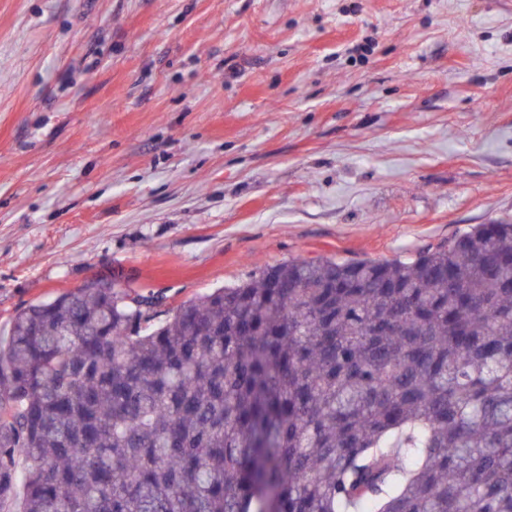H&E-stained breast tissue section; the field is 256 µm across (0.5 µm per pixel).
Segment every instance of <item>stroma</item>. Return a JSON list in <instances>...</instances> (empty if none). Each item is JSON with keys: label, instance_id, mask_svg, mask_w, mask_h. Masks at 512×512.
Masks as SVG:
<instances>
[{"label": "stroma", "instance_id": "1", "mask_svg": "<svg viewBox=\"0 0 512 512\" xmlns=\"http://www.w3.org/2000/svg\"><path fill=\"white\" fill-rule=\"evenodd\" d=\"M512 220V0H0V340Z\"/></svg>", "mask_w": 512, "mask_h": 512}]
</instances>
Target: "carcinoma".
I'll list each match as a JSON object with an SVG mask.
<instances>
[{"label": "carcinoma", "mask_w": 512, "mask_h": 512, "mask_svg": "<svg viewBox=\"0 0 512 512\" xmlns=\"http://www.w3.org/2000/svg\"><path fill=\"white\" fill-rule=\"evenodd\" d=\"M150 307L13 317L0 512H512L511 221Z\"/></svg>", "instance_id": "1"}]
</instances>
